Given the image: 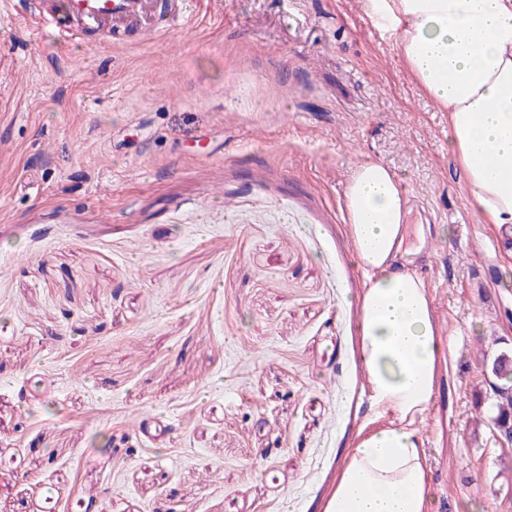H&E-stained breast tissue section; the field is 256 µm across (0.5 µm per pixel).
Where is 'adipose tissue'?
Returning a JSON list of instances; mask_svg holds the SVG:
<instances>
[{
    "label": "adipose tissue",
    "instance_id": "1",
    "mask_svg": "<svg viewBox=\"0 0 512 512\" xmlns=\"http://www.w3.org/2000/svg\"><path fill=\"white\" fill-rule=\"evenodd\" d=\"M399 33L408 70L448 114V148L484 223L512 226V0H369ZM354 253L367 273L357 299L358 344L376 407L395 423L363 429L338 469L323 512H431L424 441L438 339L424 280L404 268L410 212L395 173L358 164L344 194Z\"/></svg>",
    "mask_w": 512,
    "mask_h": 512
}]
</instances>
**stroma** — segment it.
<instances>
[{"instance_id": "stroma-1", "label": "stroma", "mask_w": 512, "mask_h": 512, "mask_svg": "<svg viewBox=\"0 0 512 512\" xmlns=\"http://www.w3.org/2000/svg\"><path fill=\"white\" fill-rule=\"evenodd\" d=\"M365 0H200L58 46L0 0V512H322L372 411L353 166L388 164L446 345L433 512H512L478 356L512 264Z\"/></svg>"}]
</instances>
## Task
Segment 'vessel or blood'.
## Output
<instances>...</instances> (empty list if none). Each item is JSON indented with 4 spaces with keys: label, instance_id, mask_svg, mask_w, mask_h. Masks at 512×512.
Wrapping results in <instances>:
<instances>
[{
    "label": "vessel or blood",
    "instance_id": "b4317fda",
    "mask_svg": "<svg viewBox=\"0 0 512 512\" xmlns=\"http://www.w3.org/2000/svg\"><path fill=\"white\" fill-rule=\"evenodd\" d=\"M191 0H174L166 15H158L153 0H67L73 19L68 30L54 23L52 11L43 0H32L29 12L38 30L55 43L66 44L88 30L111 27L113 32L135 28L147 35H161L184 29L192 20Z\"/></svg>",
    "mask_w": 512,
    "mask_h": 512
}]
</instances>
